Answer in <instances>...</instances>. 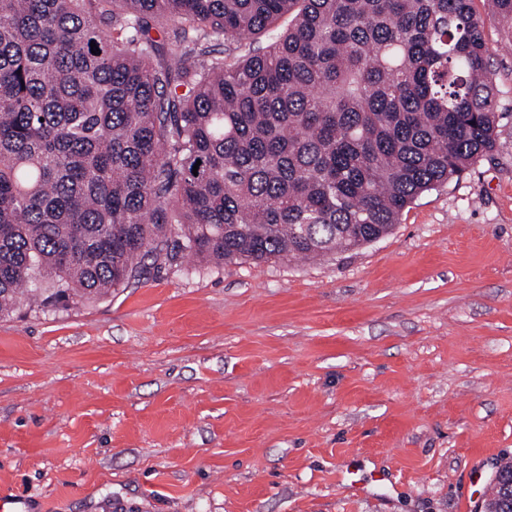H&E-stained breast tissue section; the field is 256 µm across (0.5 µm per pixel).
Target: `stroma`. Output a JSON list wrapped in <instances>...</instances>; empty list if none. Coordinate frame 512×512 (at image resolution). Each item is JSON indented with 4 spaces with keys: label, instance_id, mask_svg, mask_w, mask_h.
I'll list each match as a JSON object with an SVG mask.
<instances>
[{
    "label": "stroma",
    "instance_id": "35a3bbf8",
    "mask_svg": "<svg viewBox=\"0 0 512 512\" xmlns=\"http://www.w3.org/2000/svg\"><path fill=\"white\" fill-rule=\"evenodd\" d=\"M493 150L317 261L188 260L0 318L22 512H477L512 457V28Z\"/></svg>",
    "mask_w": 512,
    "mask_h": 512
}]
</instances>
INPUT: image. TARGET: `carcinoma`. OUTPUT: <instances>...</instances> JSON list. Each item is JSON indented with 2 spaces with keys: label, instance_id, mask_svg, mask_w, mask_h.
Listing matches in <instances>:
<instances>
[{
  "label": "carcinoma",
  "instance_id": "cac0c4a2",
  "mask_svg": "<svg viewBox=\"0 0 512 512\" xmlns=\"http://www.w3.org/2000/svg\"><path fill=\"white\" fill-rule=\"evenodd\" d=\"M473 2L0 0V316L388 235L494 148Z\"/></svg>",
  "mask_w": 512,
  "mask_h": 512
}]
</instances>
